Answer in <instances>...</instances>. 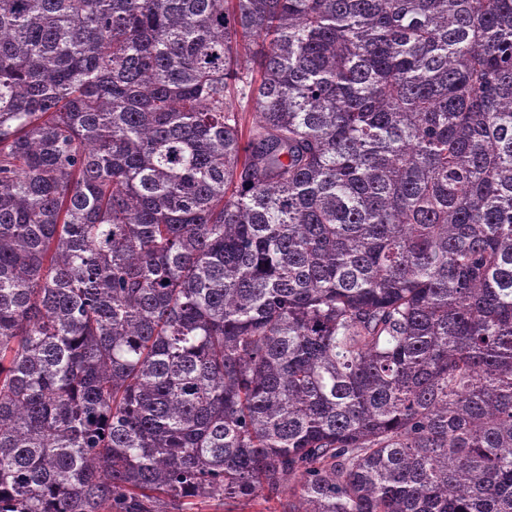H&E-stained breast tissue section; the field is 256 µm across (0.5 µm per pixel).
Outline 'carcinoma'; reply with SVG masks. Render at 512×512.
<instances>
[{"instance_id":"carcinoma-1","label":"carcinoma","mask_w":512,"mask_h":512,"mask_svg":"<svg viewBox=\"0 0 512 512\" xmlns=\"http://www.w3.org/2000/svg\"><path fill=\"white\" fill-rule=\"evenodd\" d=\"M286 491L512 512V0H0V512Z\"/></svg>"}]
</instances>
